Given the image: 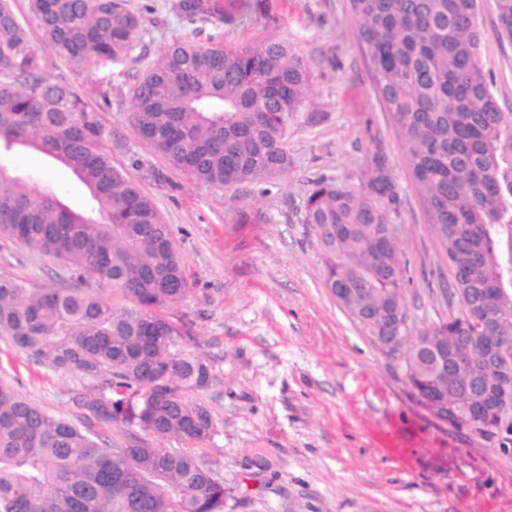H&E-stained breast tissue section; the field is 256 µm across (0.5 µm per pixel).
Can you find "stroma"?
<instances>
[{"label":"stroma","instance_id":"35a3bbf8","mask_svg":"<svg viewBox=\"0 0 512 512\" xmlns=\"http://www.w3.org/2000/svg\"><path fill=\"white\" fill-rule=\"evenodd\" d=\"M175 2L130 0L144 22L124 63L75 71L49 53L45 74L69 82L95 109L113 164L153 199L186 262L191 292L169 313L189 322L212 368L200 399L217 431L204 458L224 481V512H512V450L502 437L429 414L396 361L325 288L321 251L303 222L312 180L325 175L353 185L384 158L396 195L380 206L405 264L411 331L460 313L350 0H218L231 17L224 25L187 22ZM478 26L482 72L502 111L512 112V44L501 38L490 0ZM269 40L288 43L312 71L303 117L288 138L291 164L270 193L249 183H196L136 137L130 93L166 47ZM13 163L80 204L81 187L62 167L35 152ZM0 276L75 284L64 263L4 239ZM13 377L28 399L77 418L69 394L82 380L0 340V378ZM395 423L417 436L407 472L377 454L367 436Z\"/></svg>","mask_w":512,"mask_h":512}]
</instances>
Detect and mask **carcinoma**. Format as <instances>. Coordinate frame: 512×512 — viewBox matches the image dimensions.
Here are the masks:
<instances>
[{"label": "carcinoma", "mask_w": 512, "mask_h": 512, "mask_svg": "<svg viewBox=\"0 0 512 512\" xmlns=\"http://www.w3.org/2000/svg\"><path fill=\"white\" fill-rule=\"evenodd\" d=\"M378 92L448 259L460 315L414 338L401 367L415 393L448 400L453 425L497 434L512 402L483 417L469 390L491 375L488 348L466 337L490 327L512 337V113L500 110L479 64L482 0H351ZM512 43V0H492ZM44 48L78 70L119 64L142 25L129 0H28ZM190 22L226 23L217 0H179ZM312 72L288 46L209 47L177 42L132 90L140 140L199 183H252L270 192L290 165ZM95 110L64 80L43 76L27 20L0 0V239L64 262L98 288H32L0 277V338L37 364L92 382L69 402L106 425L136 423L177 448L104 446L0 380V512H224V481L202 457L216 432L198 402L211 367L187 322L167 309L190 293L169 225L139 183L112 164ZM35 150L86 190L73 206L36 187L11 158ZM395 185L384 164L357 185L311 182L304 223L342 284V307L364 326L373 316L408 322L404 274L381 209ZM108 287L127 302L112 305ZM448 349L461 370H439L420 343Z\"/></svg>", "instance_id": "1"}]
</instances>
